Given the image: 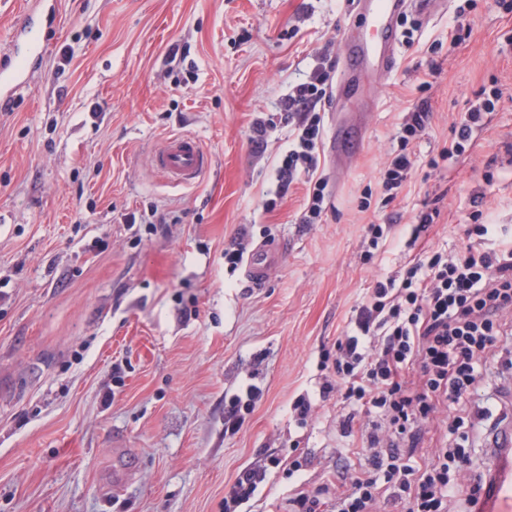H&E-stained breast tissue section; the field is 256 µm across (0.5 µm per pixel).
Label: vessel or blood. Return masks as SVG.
I'll return each instance as SVG.
<instances>
[{"label":"vessel or blood","instance_id":"1","mask_svg":"<svg viewBox=\"0 0 512 512\" xmlns=\"http://www.w3.org/2000/svg\"><path fill=\"white\" fill-rule=\"evenodd\" d=\"M405 5V0H362L364 22L369 28L364 38L347 46L349 57L366 70H386L391 59L390 27L393 17ZM55 8L46 0L39 12H25L16 24L15 32L22 36L26 51L17 59L0 61V109L11 106L18 92L28 85L35 66L43 54L45 36L52 25ZM153 164L167 178L189 185L205 173L209 155L200 142L190 135L169 137L153 156ZM283 257L282 249H259L247 262L246 274L254 281L265 278L269 268ZM499 450L492 478L481 496V512H512V430L496 436Z\"/></svg>","mask_w":512,"mask_h":512}]
</instances>
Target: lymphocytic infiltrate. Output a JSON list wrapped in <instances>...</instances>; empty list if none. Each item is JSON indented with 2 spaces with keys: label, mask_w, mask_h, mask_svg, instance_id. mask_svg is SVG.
I'll return each mask as SVG.
<instances>
[{
  "label": "lymphocytic infiltrate",
  "mask_w": 512,
  "mask_h": 512,
  "mask_svg": "<svg viewBox=\"0 0 512 512\" xmlns=\"http://www.w3.org/2000/svg\"><path fill=\"white\" fill-rule=\"evenodd\" d=\"M329 74L316 68L280 102L281 116L293 127V147L278 168L282 186L306 174L307 210L313 224L325 209L327 183L318 177L323 137L317 106L330 93ZM455 254L433 251L412 259L402 274L377 281L359 306L354 328L323 351L322 365L334 380L322 397L337 396L344 413L340 430L359 440L356 461L338 469L333 480L309 489L298 484L288 498L290 512H377L390 493L404 512H448L450 503L474 504L454 465L471 462L468 448L419 452L424 426L451 409L496 428L488 408L471 409L470 396L494 362L512 369L502 342L512 341V244L483 248L489 227Z\"/></svg>",
  "instance_id": "1"
}]
</instances>
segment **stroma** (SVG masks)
Returning a JSON list of instances; mask_svg holds the SVG:
<instances>
[{
    "instance_id": "obj_1",
    "label": "stroma",
    "mask_w": 512,
    "mask_h": 512,
    "mask_svg": "<svg viewBox=\"0 0 512 512\" xmlns=\"http://www.w3.org/2000/svg\"><path fill=\"white\" fill-rule=\"evenodd\" d=\"M349 2L55 0L49 50L0 112V512H224L258 461L267 478L241 512H289V457H308L315 486L349 463L317 362L376 281L457 251L477 219L490 247L512 241V0H442L428 17L413 2L412 43L373 78L342 52ZM320 64L325 132L358 122L362 138L323 159L327 208L305 224L303 180L275 196L291 143L277 115ZM485 90L501 94L485 127L441 160ZM420 109L411 178L384 201L380 173ZM177 134L210 155L190 186L151 164ZM371 224L391 227L374 250ZM243 228L248 252L288 246L257 284L224 262ZM249 382L263 397L227 434L224 402Z\"/></svg>"
}]
</instances>
